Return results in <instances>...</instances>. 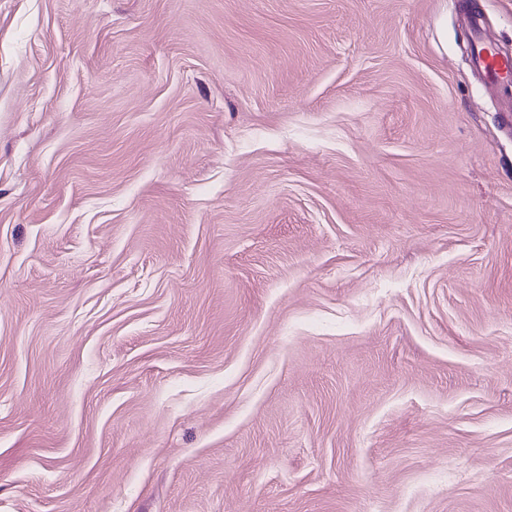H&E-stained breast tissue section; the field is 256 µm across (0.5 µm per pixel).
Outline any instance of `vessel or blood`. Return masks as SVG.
<instances>
[{
	"label": "vessel or blood",
	"instance_id": "1",
	"mask_svg": "<svg viewBox=\"0 0 512 512\" xmlns=\"http://www.w3.org/2000/svg\"><path fill=\"white\" fill-rule=\"evenodd\" d=\"M465 19L470 33V62L478 76L493 90L512 83V52L500 49L486 37L479 12L466 9Z\"/></svg>",
	"mask_w": 512,
	"mask_h": 512
}]
</instances>
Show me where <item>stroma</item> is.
Returning <instances> with one entry per match:
<instances>
[{
	"mask_svg": "<svg viewBox=\"0 0 512 512\" xmlns=\"http://www.w3.org/2000/svg\"><path fill=\"white\" fill-rule=\"evenodd\" d=\"M457 2L0 0V512H512Z\"/></svg>",
	"mask_w": 512,
	"mask_h": 512,
	"instance_id": "35a3bbf8",
	"label": "stroma"
}]
</instances>
